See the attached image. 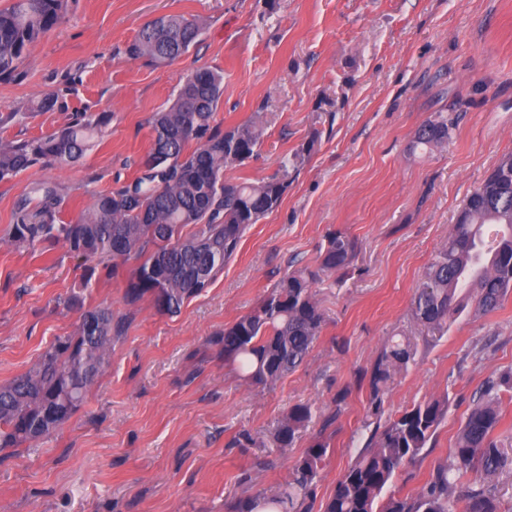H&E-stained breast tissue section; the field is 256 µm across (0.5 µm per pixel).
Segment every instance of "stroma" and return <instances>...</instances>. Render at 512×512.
I'll return each instance as SVG.
<instances>
[{"instance_id": "35a3bbf8", "label": "stroma", "mask_w": 512, "mask_h": 512, "mask_svg": "<svg viewBox=\"0 0 512 512\" xmlns=\"http://www.w3.org/2000/svg\"><path fill=\"white\" fill-rule=\"evenodd\" d=\"M165 15L197 19L198 41L164 65L129 59L139 30ZM202 68L224 75L217 123L264 127L255 155L226 179L270 178L284 157L302 158L278 207L251 225L205 292L173 316L147 300L131 307L123 282L88 274L65 246L40 254L3 244L37 183L60 185L69 222L130 182L150 148L151 116ZM47 97L57 107L36 111ZM84 111L109 121L83 157L0 181V385L75 335L80 313L62 300L84 276L85 308L111 307L127 330L63 425L0 456V512H228L287 479L332 414L313 506L323 512L367 438L368 393L355 375L392 336L410 337L417 354L391 383L386 415L448 400L428 447L388 488L416 496L449 458L474 395L512 372V294L440 337L412 314L467 196L512 154V0H70L18 75L0 80V114L17 115L0 125V141L52 134ZM437 112L459 114L457 127L435 150L416 147ZM334 231L358 253L336 284L315 287L324 322L308 357L275 384L246 383L215 333L289 270L314 264ZM296 404L311 407L312 421L277 447L272 435ZM242 432L252 445H236Z\"/></svg>"}]
</instances>
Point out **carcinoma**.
<instances>
[{
    "mask_svg": "<svg viewBox=\"0 0 512 512\" xmlns=\"http://www.w3.org/2000/svg\"><path fill=\"white\" fill-rule=\"evenodd\" d=\"M67 0H11L0 8V80L18 75L35 42L66 14ZM202 30L200 23L170 15L145 25L127 47L133 60L160 65L181 55ZM224 93V76L197 70L167 108L153 114L151 147L141 171L127 185L100 193L71 222L58 221L60 188L42 183L39 206L22 203L10 225L7 243L17 249L46 252L62 243L70 252L103 266L109 279H124V299L135 306L147 298L155 310L177 314L208 288L237 251L247 229L280 203L288 187L283 177L258 182L224 178L257 151L263 128L246 121L228 128L215 121ZM457 117L438 112L418 131L415 144L432 149L448 138ZM104 114L84 112L62 130L0 144V181L36 165H65L83 155ZM503 225L508 233L485 240L482 228ZM357 242L334 232L315 267L288 274L253 312L217 334L224 359L237 365L245 381L273 384L297 369L322 329V313L312 286L336 276L356 256ZM135 261L127 269L129 261ZM512 293V154L500 159L481 186L467 198L448 240L426 267L412 302L413 316L443 333L465 310L488 314ZM64 307L81 309L75 335L56 339L26 373L0 387V451L50 435L40 426L46 404L58 409L63 424L82 404L100 373L112 342L125 324L108 306L83 309L74 292ZM416 344L393 338L371 367L358 371L356 383L368 390L365 427L369 435L354 464L338 481L324 512H497L491 482L512 470V451L494 437L501 420L500 388L512 389V374L490 382L472 400L457 434L451 459L438 464L413 499L385 496L399 469L422 453L445 419L448 402L429 399L383 419L384 395L395 376L414 361ZM311 407L296 404L274 433L282 447L292 445L311 421ZM336 421L329 415L310 446L297 458L288 479L269 493L238 499L231 512H313L319 471L328 458ZM473 484L457 497L454 488L467 474Z\"/></svg>",
    "mask_w": 512,
    "mask_h": 512,
    "instance_id": "1",
    "label": "carcinoma"
}]
</instances>
